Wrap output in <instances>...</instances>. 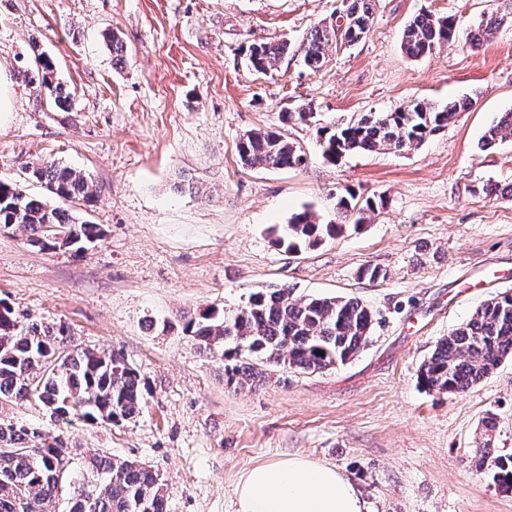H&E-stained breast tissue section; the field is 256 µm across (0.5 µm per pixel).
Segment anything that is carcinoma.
Masks as SVG:
<instances>
[{
  "instance_id": "obj_1",
  "label": "carcinoma",
  "mask_w": 512,
  "mask_h": 512,
  "mask_svg": "<svg viewBox=\"0 0 512 512\" xmlns=\"http://www.w3.org/2000/svg\"><path fill=\"white\" fill-rule=\"evenodd\" d=\"M347 26L367 33L373 21V0H343ZM454 16L422 11L405 26L401 47L419 58L451 45L448 31ZM348 42L349 31L323 24L309 34L303 56L313 72L324 64V49L332 41ZM288 51V45L255 42L248 60L266 72ZM41 85L54 95V105L71 104L72 94L60 82L52 83L53 63L39 58ZM464 101L445 105L417 99L406 108L366 115L345 126L318 130L323 155L334 163L349 153L380 149L411 150L466 110ZM512 136V112L503 113L482 136L481 149ZM247 167L281 169L304 164L301 150L276 130L252 131L238 144ZM31 176L46 184L58 204L32 198L18 187L0 181V228H18L41 248L58 244L57 237L75 242L81 250L100 240L96 224L78 222L65 204L90 196L87 178L54 163L31 167ZM376 208L375 201L360 200L350 190L336 196V211L344 219ZM341 224H322L314 213L293 214L278 231L277 245L290 253L320 245L341 231ZM372 310L356 299L320 297L297 301L288 288L252 293L232 313L205 310L190 320L184 332L206 351L227 361L231 381L263 374L259 365L314 373L344 364L371 341ZM60 336L51 324L18 321L14 311L0 302V401L40 402L57 419L79 416L88 421L124 423L139 414L147 389L138 371L124 358L89 348L58 353ZM512 353V293H499L482 304L466 322L442 337L431 356L419 367L418 378L430 390L463 392L480 383ZM69 459L66 445L41 431L16 423L0 422V512H56L59 463ZM500 484L512 488V456L490 461ZM86 470L105 481L92 498L75 502L69 512H165V487L159 474L144 463L114 461L93 456Z\"/></svg>"
}]
</instances>
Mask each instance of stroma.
<instances>
[{
    "instance_id": "1",
    "label": "stroma",
    "mask_w": 512,
    "mask_h": 512,
    "mask_svg": "<svg viewBox=\"0 0 512 512\" xmlns=\"http://www.w3.org/2000/svg\"><path fill=\"white\" fill-rule=\"evenodd\" d=\"M340 6L0 0V71L14 90L0 129V181L47 200L29 166L80 170L92 196L68 209L104 233L82 251L43 250L25 231L0 229V299L21 322L61 328L62 350L123 357L148 388L137 418L120 425L62 423L35 401L0 404V420L66 442L75 484L92 487L83 461L106 455L158 472L166 512H236L247 470L302 457L336 467L367 512H512V490L478 464L487 451L512 454V356L460 393L418 379L441 337L512 289V137L477 147L512 111V0H375L368 34L327 45L322 69L310 71L306 38ZM424 9L456 16L459 37L411 59L402 32ZM492 12L503 23L472 44ZM257 41H284L289 51L260 73L246 56ZM41 56L73 93V109L31 84ZM423 98L469 106L418 148L323 158L319 127ZM299 111L310 120H296ZM285 112L292 120L282 121ZM270 128L304 152L303 165H242V136ZM490 185L498 194H487ZM347 189L377 203L357 226L336 211ZM305 209L343 229L288 253L273 231ZM366 267L379 278L362 277ZM275 287L297 300L358 299L381 324L346 364L270 367L228 383L223 361L183 328L205 308L229 312Z\"/></svg>"
}]
</instances>
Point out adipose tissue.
Returning a JSON list of instances; mask_svg holds the SVG:
<instances>
[{
  "mask_svg": "<svg viewBox=\"0 0 512 512\" xmlns=\"http://www.w3.org/2000/svg\"><path fill=\"white\" fill-rule=\"evenodd\" d=\"M237 512H366L355 485L335 467L294 457L248 470Z\"/></svg>",
  "mask_w": 512,
  "mask_h": 512,
  "instance_id": "1",
  "label": "adipose tissue"
}]
</instances>
